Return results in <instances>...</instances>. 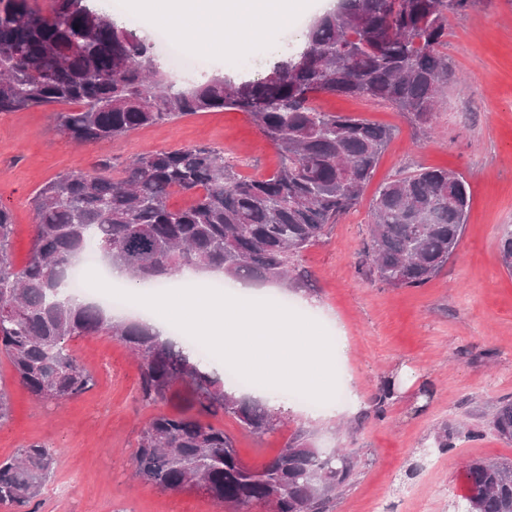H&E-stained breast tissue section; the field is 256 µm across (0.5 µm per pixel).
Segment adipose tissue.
<instances>
[{
    "mask_svg": "<svg viewBox=\"0 0 512 512\" xmlns=\"http://www.w3.org/2000/svg\"><path fill=\"white\" fill-rule=\"evenodd\" d=\"M158 24L178 38L206 24L221 42L243 49L255 25L278 28L288 11L286 0H145ZM209 271L185 269L175 277L179 296L168 289H135L148 310L146 320L161 338H171L170 325L179 321L224 350L225 360L254 373L259 381L251 395L274 410L287 405L263 388L269 377L285 387L324 391L336 382V367L326 361L316 336H301L293 315L267 306L265 292L247 280L233 283L228 293L211 294L202 286Z\"/></svg>",
    "mask_w": 512,
    "mask_h": 512,
    "instance_id": "ef3b65f1",
    "label": "adipose tissue"
}]
</instances>
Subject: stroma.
Listing matches in <instances>:
<instances>
[{
  "label": "stroma",
  "instance_id": "stroma-1",
  "mask_svg": "<svg viewBox=\"0 0 512 512\" xmlns=\"http://www.w3.org/2000/svg\"><path fill=\"white\" fill-rule=\"evenodd\" d=\"M327 5L294 0L287 26L256 28L250 43L259 52L246 69L205 29L189 33L183 52L208 57L209 73L257 79L283 56L285 45L302 40ZM448 58L456 78L439 98L432 130L411 126L383 103L339 96L321 101L327 111L395 131L372 187L301 258L310 280L307 293L325 310L302 323V331L322 337L335 334L340 323L347 329V366L359 397L357 406H342L349 421L320 427L291 412L278 430L257 437L231 416L212 419L254 467L277 455L298 430L315 447L355 452L351 484L331 500L328 512H453L466 492L469 462L512 461V442L488 430L493 407L512 400V274L500 259L501 227L512 224V0H479L451 17ZM53 117L49 107L0 112V204L13 215L12 254L19 266L31 248L36 191L60 174L92 169L98 159L111 158L117 175L130 157L207 144L246 176L267 177L280 166L251 117L236 110L199 112L82 146L55 131ZM419 167L461 174L471 194L467 224L436 278L421 288H391L374 281L361 263L370 203L375 185ZM70 346L94 385L59 402L32 397L0 356V383L13 408L0 423V459L31 441L56 453L54 472L31 503L32 512H235L202 492L163 490L136 477L138 435L158 411H172V404L143 400L139 364L110 334L79 336ZM388 380L400 391L379 418L371 400ZM444 424L480 428L484 435L426 455Z\"/></svg>",
  "mask_w": 512,
  "mask_h": 512
}]
</instances>
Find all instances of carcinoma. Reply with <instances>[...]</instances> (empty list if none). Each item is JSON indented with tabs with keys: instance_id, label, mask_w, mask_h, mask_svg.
<instances>
[{
	"instance_id": "obj_1",
	"label": "carcinoma",
	"mask_w": 512,
	"mask_h": 512,
	"mask_svg": "<svg viewBox=\"0 0 512 512\" xmlns=\"http://www.w3.org/2000/svg\"><path fill=\"white\" fill-rule=\"evenodd\" d=\"M475 0H337L313 20L304 40L262 79L211 75L191 88L168 81L153 46L93 0H0V112L79 104L55 113V130L76 144L197 112L248 113L276 149L280 167L246 177L216 149L198 145L136 156L115 177L110 162L71 171L34 195V237L27 262L11 253L13 220L0 206V354L39 400L87 392L90 371L70 351L78 336L107 332L138 360L147 403L179 401L142 429L136 474L171 490L192 489L186 465L202 461L205 494L218 504L272 512H327L353 478L350 454L313 447L295 433L260 468L246 467L224 429L208 417L231 415L253 435L281 416L226 391L221 378L190 361L143 322L114 321L97 304L74 307L64 284L91 251L146 286L184 268L215 270L295 289L308 283L299 258L359 204L393 130L327 112L323 96L375 100L412 125L429 126L448 63V15ZM174 193L190 197L173 207ZM470 194L446 168H419L381 185L372 199L364 247L368 271L391 288H421L455 254ZM501 262L512 271V228L503 229ZM490 429L512 441V402L498 403ZM483 436L443 427L432 450ZM55 465L44 443L22 445L0 461V505L17 512L36 499ZM459 512H512V463L467 465Z\"/></svg>"
}]
</instances>
